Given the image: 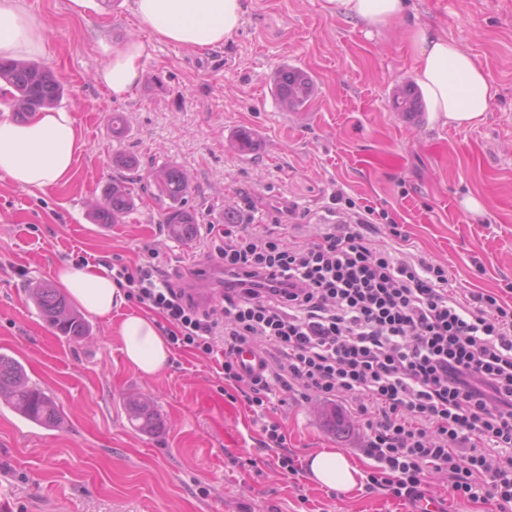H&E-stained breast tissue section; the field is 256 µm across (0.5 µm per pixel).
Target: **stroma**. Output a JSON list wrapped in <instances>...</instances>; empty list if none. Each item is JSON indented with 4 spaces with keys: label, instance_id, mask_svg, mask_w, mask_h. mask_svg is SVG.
Instances as JSON below:
<instances>
[{
    "label": "stroma",
    "instance_id": "1",
    "mask_svg": "<svg viewBox=\"0 0 512 512\" xmlns=\"http://www.w3.org/2000/svg\"><path fill=\"white\" fill-rule=\"evenodd\" d=\"M25 2L48 27L42 64L64 84L61 106L86 146L70 179L47 192L0 177V354L18 360L63 416L59 427H39L0 400V512H412L381 491L336 493L260 463L259 428L225 396L208 359L175 349L158 375L137 372L116 326L144 306L128 301L111 319L90 317V336L76 342L43 318L32 288L54 284L60 266L85 254L133 262L150 246L179 266L209 225L244 216L248 197L256 223L294 204L308 223L327 224L328 196L341 188L392 213L410 234L409 252L447 266L449 287L512 306V0H408L405 25L464 46L490 78L491 106L467 128L395 111V88L413 81L404 25L371 33L329 0H245L240 30L201 52L152 40L130 0H95L80 14L70 0ZM133 37L148 43L144 73L117 101L94 72ZM284 65L315 82L304 112L284 110L270 89ZM115 112L129 121L120 135ZM241 128L255 138L251 152L233 147ZM122 157L145 172L189 173L191 238L169 234L148 192L122 223L94 222L92 206L105 201ZM469 196L483 214L466 210ZM133 395L151 398L159 432L131 426ZM332 408L321 398L280 407L289 448L303 461L336 448L367 472L362 427L335 432L325 422Z\"/></svg>",
    "mask_w": 512,
    "mask_h": 512
}]
</instances>
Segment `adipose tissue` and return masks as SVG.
Wrapping results in <instances>:
<instances>
[{
	"instance_id": "1",
	"label": "adipose tissue",
	"mask_w": 512,
	"mask_h": 512,
	"mask_svg": "<svg viewBox=\"0 0 512 512\" xmlns=\"http://www.w3.org/2000/svg\"><path fill=\"white\" fill-rule=\"evenodd\" d=\"M340 13L370 29L400 21L406 0H336ZM140 25L158 41L191 50L220 45L242 25L244 0H133ZM415 65L413 77L425 92L435 120L456 127L482 122L493 99L485 70L459 44L415 25L406 28ZM47 37L41 18L25 0H0V58L23 61L46 55ZM147 45L130 39L95 72L96 83L113 99H125L144 71ZM85 146L71 112L47 109L24 122L0 119V176L32 192H43L66 181ZM56 279L89 314L111 317L125 296L99 268L64 266ZM118 333L132 366L145 375L161 372L170 362V347L156 322L138 314L121 320ZM309 472L321 486L348 491L357 484L359 470L336 450L311 455Z\"/></svg>"
}]
</instances>
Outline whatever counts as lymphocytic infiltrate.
<instances>
[{
  "instance_id": "f902f5d3",
  "label": "lymphocytic infiltrate",
  "mask_w": 512,
  "mask_h": 512,
  "mask_svg": "<svg viewBox=\"0 0 512 512\" xmlns=\"http://www.w3.org/2000/svg\"><path fill=\"white\" fill-rule=\"evenodd\" d=\"M329 200L335 223L310 237L293 205L269 227L210 225L202 252L224 276L205 303L196 259L171 273L147 247L106 268L168 344L216 360L225 396L260 423L270 465L301 472L276 412L316 396L362 422L366 493L415 503L440 475L454 496L512 512V307L449 290L444 266L399 252L410 235L387 210L340 188ZM245 347L263 355L261 373H242Z\"/></svg>"
}]
</instances>
